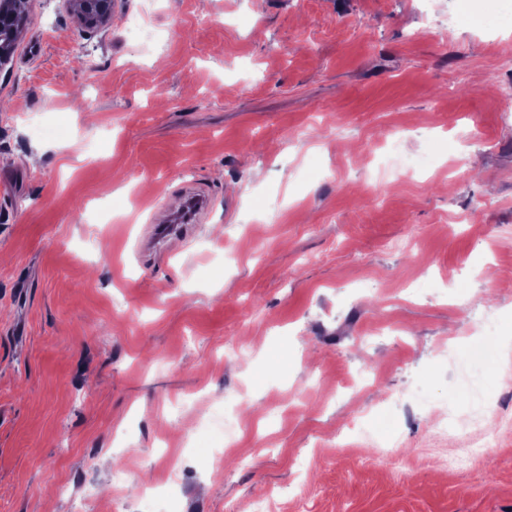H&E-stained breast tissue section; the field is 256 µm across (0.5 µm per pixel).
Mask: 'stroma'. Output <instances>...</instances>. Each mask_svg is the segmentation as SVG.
Instances as JSON below:
<instances>
[{"label": "stroma", "mask_w": 512, "mask_h": 512, "mask_svg": "<svg viewBox=\"0 0 512 512\" xmlns=\"http://www.w3.org/2000/svg\"><path fill=\"white\" fill-rule=\"evenodd\" d=\"M26 7L0 512H141L139 475L175 512H512V0ZM191 189L207 223L144 253Z\"/></svg>", "instance_id": "1"}]
</instances>
